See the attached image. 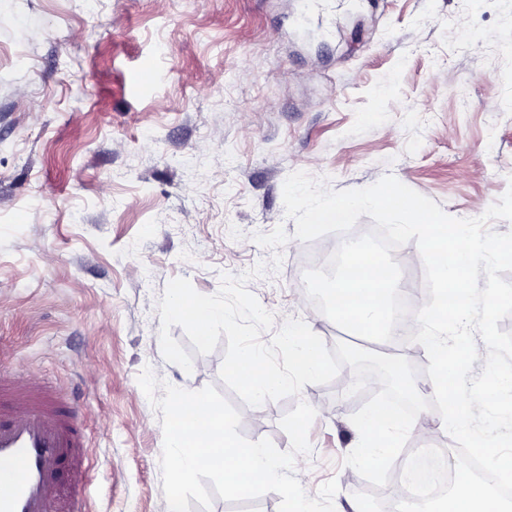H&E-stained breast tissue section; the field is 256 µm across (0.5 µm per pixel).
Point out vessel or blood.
Here are the masks:
<instances>
[{
  "instance_id": "1",
  "label": "vessel or blood",
  "mask_w": 512,
  "mask_h": 512,
  "mask_svg": "<svg viewBox=\"0 0 512 512\" xmlns=\"http://www.w3.org/2000/svg\"><path fill=\"white\" fill-rule=\"evenodd\" d=\"M84 446L75 404L0 370V512H81Z\"/></svg>"
}]
</instances>
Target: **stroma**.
<instances>
[{"label":"stroma","mask_w":512,"mask_h":512,"mask_svg":"<svg viewBox=\"0 0 512 512\" xmlns=\"http://www.w3.org/2000/svg\"><path fill=\"white\" fill-rule=\"evenodd\" d=\"M154 75L132 76L143 66ZM343 191L387 174L456 218L512 185V6L504 0H0V365L75 399L89 446L84 512H169L162 414L144 368L189 391L214 386L239 433L291 442L281 418L316 410L294 472L309 496L336 479L350 501L399 497L345 456L368 393L305 385L246 405L220 378L226 341L192 371L161 350L158 303L187 278L267 263L248 290L276 325L395 355L309 303L307 255L342 234L295 238L285 179ZM283 227L278 253L252 236Z\"/></svg>","instance_id":"obj_1"}]
</instances>
